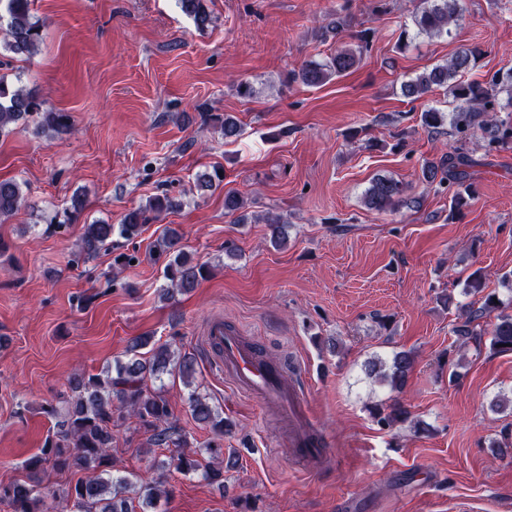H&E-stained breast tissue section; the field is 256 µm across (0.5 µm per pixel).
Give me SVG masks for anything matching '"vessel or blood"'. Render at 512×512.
I'll use <instances>...</instances> for the list:
<instances>
[{"label":"vessel or blood","instance_id":"vessel-or-blood-1","mask_svg":"<svg viewBox=\"0 0 512 512\" xmlns=\"http://www.w3.org/2000/svg\"><path fill=\"white\" fill-rule=\"evenodd\" d=\"M205 346L216 370L225 373L236 390L258 400L263 406H277L288 421L290 458L299 466L318 467L324 450L312 438L307 422V393L298 379H286L270 370L255 347L235 332L225 329L223 321L210 322L205 330Z\"/></svg>","mask_w":512,"mask_h":512}]
</instances>
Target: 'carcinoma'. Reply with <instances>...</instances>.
Listing matches in <instances>:
<instances>
[{
    "instance_id": "carcinoma-1",
    "label": "carcinoma",
    "mask_w": 512,
    "mask_h": 512,
    "mask_svg": "<svg viewBox=\"0 0 512 512\" xmlns=\"http://www.w3.org/2000/svg\"><path fill=\"white\" fill-rule=\"evenodd\" d=\"M182 11L193 18L197 27L206 28L212 16L205 0H178ZM34 0H0V32L4 49L16 56L33 55L41 40V24L32 13ZM463 19L462 0H419L414 16L418 33L443 37L450 33V26ZM355 47L344 46L326 62L304 64L292 75V80L308 87L320 86L332 77L342 76L356 67L364 48L368 45L365 34ZM482 54L478 47L463 48L444 64L406 80L401 85L404 97L418 100L436 88H443L455 102L446 113L430 107L421 113L422 126L435 134H446L453 141L448 152L436 161L426 162L422 178L436 185L439 192L448 193L449 212L460 211L473 199L471 169L480 165L467 148L470 138L480 133L489 151L512 146V116H501L505 109L500 94L512 97L509 77L494 76L485 82L465 81L459 74L468 70ZM41 115L37 129L52 139L68 129L69 117L64 112H40V103L33 91L22 85L11 84L0 76V134L10 132V125L29 116ZM221 165H214L195 177L198 190L214 191L224 185L219 172ZM405 185L392 177L379 176L372 180L365 191L363 203L369 210L383 212L405 202ZM24 195L15 180L0 181V217H8L23 203ZM183 205V200L167 193L148 199L141 208L124 214L121 223L99 222L86 225L80 242V253L94 257L112 245V237L130 239L138 235L150 220L149 214L173 212ZM158 255L165 258L163 278L166 286L163 296L173 298L174 293H185L198 287L209 273L205 263L194 260L182 244V236L175 230L166 232L157 240ZM486 286L480 270L465 279V293L481 296V305L467 307L451 333L458 349L467 346L481 351L484 345L494 353H512V313L499 311L495 294L485 292ZM496 313L497 322L492 329L483 328L481 320ZM490 341H485V336ZM148 348L147 354L140 353ZM412 357L407 352L395 354L390 363L373 360L367 365V375L377 376L394 388L402 387L412 368ZM179 374L186 385H191L195 359L188 354H177L166 343H154L150 336L135 339L130 354L116 360L97 374L74 373L69 379L72 395L61 409L51 410L56 422L53 434L48 437L40 453L30 458L25 467L29 472L59 474L83 473L75 483L51 489L30 479H17L0 486V503L10 512H53L61 505L65 512L80 507V512H136L135 500L125 496L132 487L127 477L112 474V425L128 414L150 434V441L169 451V462L184 473L201 472L202 478L219 488L224 487V473L237 467V459L224 457V431L228 423L214 408L207 397L191 391L188 405L197 423L210 429L213 437L203 451L208 462L201 464L196 452L189 450L190 442L182 432L177 419L163 394V388L150 391L147 379L157 380L164 375ZM408 419V411L399 404L380 417L379 422L391 426ZM161 482L153 479L140 484L142 503L154 504L163 490Z\"/></svg>"
}]
</instances>
